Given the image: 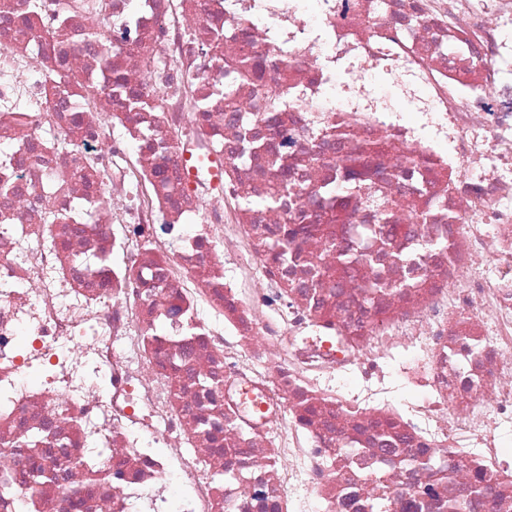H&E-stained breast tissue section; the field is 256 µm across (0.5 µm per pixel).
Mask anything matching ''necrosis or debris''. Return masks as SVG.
<instances>
[{"mask_svg": "<svg viewBox=\"0 0 512 512\" xmlns=\"http://www.w3.org/2000/svg\"><path fill=\"white\" fill-rule=\"evenodd\" d=\"M4 184L0 512H512V0H0Z\"/></svg>", "mask_w": 512, "mask_h": 512, "instance_id": "4bbe7bcc", "label": "necrosis or debris"}]
</instances>
